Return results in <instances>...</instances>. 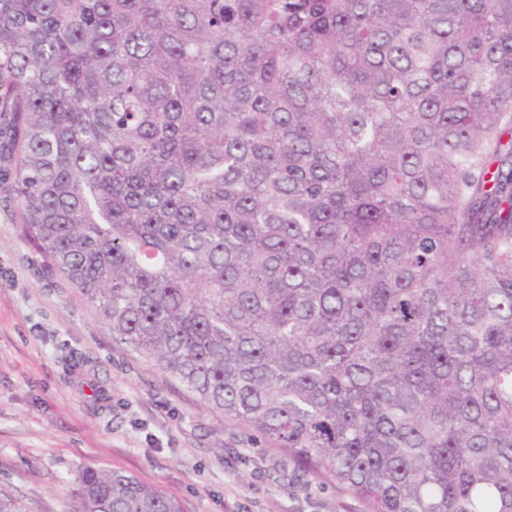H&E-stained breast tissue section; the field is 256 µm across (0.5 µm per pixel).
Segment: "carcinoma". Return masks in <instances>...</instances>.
<instances>
[{
	"instance_id": "obj_1",
	"label": "carcinoma",
	"mask_w": 512,
	"mask_h": 512,
	"mask_svg": "<svg viewBox=\"0 0 512 512\" xmlns=\"http://www.w3.org/2000/svg\"><path fill=\"white\" fill-rule=\"evenodd\" d=\"M512 0H0V191L118 336L366 512H512ZM71 512H182L84 467Z\"/></svg>"
}]
</instances>
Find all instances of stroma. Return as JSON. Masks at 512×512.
Segmentation results:
<instances>
[{"label":"stroma","mask_w":512,"mask_h":512,"mask_svg":"<svg viewBox=\"0 0 512 512\" xmlns=\"http://www.w3.org/2000/svg\"><path fill=\"white\" fill-rule=\"evenodd\" d=\"M0 193V489L70 512L90 465L136 476L183 512H365L341 488L283 474L272 448L119 337L51 271Z\"/></svg>","instance_id":"35a3bbf8"}]
</instances>
